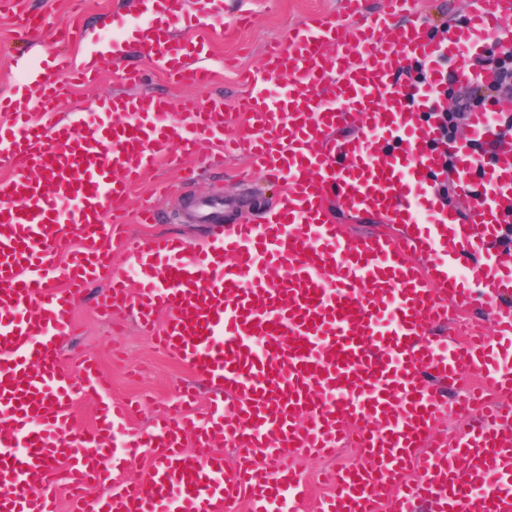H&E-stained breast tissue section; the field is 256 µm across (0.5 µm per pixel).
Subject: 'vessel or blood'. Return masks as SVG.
Listing matches in <instances>:
<instances>
[{"label": "vessel or blood", "instance_id": "obj_1", "mask_svg": "<svg viewBox=\"0 0 512 512\" xmlns=\"http://www.w3.org/2000/svg\"><path fill=\"white\" fill-rule=\"evenodd\" d=\"M151 3L125 9L121 26L155 71L208 84L206 41L147 22ZM361 3L346 0L350 26L311 17L269 46L261 67L242 72L247 94L232 112L216 100L115 93L62 120L66 89L94 81L100 57L76 65L57 53L47 68L17 59L25 78L0 102L9 117L0 166L12 171L0 179V512H56L62 487L73 512H236L245 499L252 512H295L306 484L286 458L327 457L344 444L362 462L331 476L320 512H414L420 500L438 512H512V407L490 402L512 396V268L499 259L512 138L481 111L465 138L443 142L437 106L448 78L491 82V72L460 64L449 74L440 62L481 53L512 0H472L467 26L441 41L427 37L418 0H388L381 15ZM412 60L429 63L425 85L397 82ZM472 140L498 144L480 177ZM205 144L210 164L233 148L276 178L279 200L263 222L224 227L200 248L164 237L127 244L111 215L129 188ZM447 151L471 201L464 221L430 188ZM340 212L400 231L352 238ZM112 248L123 249L124 271H109ZM271 266L285 276L267 278ZM102 277L103 313L129 312L215 387L205 415L186 393L149 432L128 431L131 407L108 398L97 364H60L72 302ZM478 306L491 311L494 337L476 326L434 335ZM466 371L479 386L459 408L476 423L450 438L438 431L443 392ZM84 395L103 396L107 418L77 429ZM217 434L237 450L234 464L215 448ZM144 447L154 451L149 472L127 484L112 461ZM410 469L417 480L403 482ZM92 482L111 493L88 496Z\"/></svg>", "mask_w": 512, "mask_h": 512}]
</instances>
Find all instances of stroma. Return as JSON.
<instances>
[{
	"label": "stroma",
	"mask_w": 512,
	"mask_h": 512,
	"mask_svg": "<svg viewBox=\"0 0 512 512\" xmlns=\"http://www.w3.org/2000/svg\"><path fill=\"white\" fill-rule=\"evenodd\" d=\"M113 2L14 0L11 7L0 6V98L10 96L17 79L14 57L19 41L14 16L18 13L38 22L39 27L33 32L38 42H53L64 29L81 28L85 35L83 42L67 46L77 63L83 61L88 51L108 46L114 39L128 41V53L122 66L104 61L98 81L88 87H73L68 103L87 105L100 96L124 91L121 72L127 67L143 70L140 91L174 101L188 96L201 100L220 99L228 110L244 92L238 80L239 70L259 66L267 47L286 41L289 33L310 13L328 14L341 24L346 21L345 0H215L209 14L189 11L181 28L182 33L207 41V64L213 71V79L202 87H184L153 70L134 45L132 32L114 24ZM243 9L251 11L250 22L233 28L234 16ZM193 165L198 177L182 195L162 199L154 194V182L180 180L179 171L164 164L159 165L148 180L132 188L125 209L115 216L118 223L126 225L131 239L169 235L199 247L206 243L210 230L203 224L195 201L208 199L217 203L225 223L231 224L239 219H259L274 199V188L261 173L250 169L246 155L229 158L220 170L209 168L201 155L194 159ZM144 206L156 209L157 223H137L136 212ZM105 287V281L93 282L75 302L72 316L77 331L64 337L62 360L70 361L76 355L96 359L111 378L114 398L143 402V409L129 422L133 431L151 429L160 414L174 407L177 393L184 385L194 384L199 404H206L212 396L210 387L193 383L187 368L159 351L133 319H126L121 336H113L111 319L96 311L97 297ZM358 460L357 450L350 446L340 448L331 458L297 459L296 464L309 485V495L301 503L300 512H317V502L326 492L321 482L324 472L355 464Z\"/></svg>",
	"instance_id": "35a3bbf8"
}]
</instances>
